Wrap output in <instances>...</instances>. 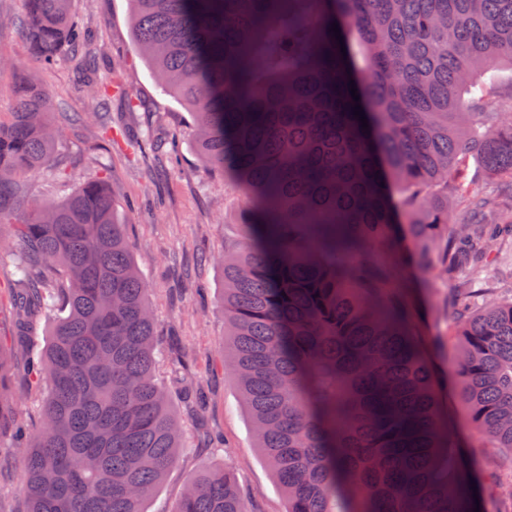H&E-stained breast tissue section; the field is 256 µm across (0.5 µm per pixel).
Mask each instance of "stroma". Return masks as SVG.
I'll list each match as a JSON object with an SVG mask.
<instances>
[{"instance_id": "35a3bbf8", "label": "stroma", "mask_w": 512, "mask_h": 512, "mask_svg": "<svg viewBox=\"0 0 512 512\" xmlns=\"http://www.w3.org/2000/svg\"><path fill=\"white\" fill-rule=\"evenodd\" d=\"M128 0H72L71 18L89 30L101 65L92 79L97 85H120L112 98L107 122L91 117L90 104L78 83L68 53L53 68H45L16 19L25 14L24 0H0V113L11 111L10 87L14 68L46 86L68 110L88 113V120L63 128L57 159L70 179L59 183L38 177L36 192L63 199L79 183L107 170L112 197L133 257L149 287L156 314V335L162 358L157 376L168 379L172 355L179 346L190 348L192 365L208 394L203 412H195L183 397L174 410L185 430V447L177 463L144 504L145 512H175L187 477L208 467L230 469L254 512H286L287 502L261 452L254 446L250 420L237 387L224 370L220 342L224 337L221 296L224 269L217 256L225 238L234 236L236 210L222 174L204 166L194 149L189 112L157 87L154 74L134 43L128 19ZM175 143L176 172L166 178L153 173L149 150L153 139ZM512 268V242H505L492 262L478 265L471 285L498 288L501 299L512 298V281L498 273ZM417 315L416 333L442 387L448 426L458 437L472 470L495 466L512 474V456L486 448L470 425L456 397V345L452 291L439 270L408 267L400 270ZM27 364L15 359L9 384L16 394L15 422L34 425L42 393L26 388ZM13 434L0 431V512H24L19 476L10 459Z\"/></svg>"}]
</instances>
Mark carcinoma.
I'll return each mask as SVG.
<instances>
[{
  "mask_svg": "<svg viewBox=\"0 0 512 512\" xmlns=\"http://www.w3.org/2000/svg\"><path fill=\"white\" fill-rule=\"evenodd\" d=\"M24 2L16 25L45 66L64 48L77 71L99 67L71 0ZM129 2L159 89L191 112L198 156L241 207L219 258L224 363L287 512H473L409 326L400 242L452 282L512 233V97L486 111L494 72L512 68V0ZM12 92L0 269L23 313L55 315L33 357L39 424L18 435L26 512H145L183 447L148 288L106 173L15 207L40 171L68 179L60 121L87 113L52 112L50 92L21 76ZM111 98L110 85L90 93L98 114ZM471 160L497 190L471 191L461 210L455 176ZM455 314L457 398L512 453V299L461 288ZM11 359L0 348V420ZM176 512L254 510L215 468L186 480Z\"/></svg>",
  "mask_w": 512,
  "mask_h": 512,
  "instance_id": "carcinoma-1",
  "label": "carcinoma"
}]
</instances>
